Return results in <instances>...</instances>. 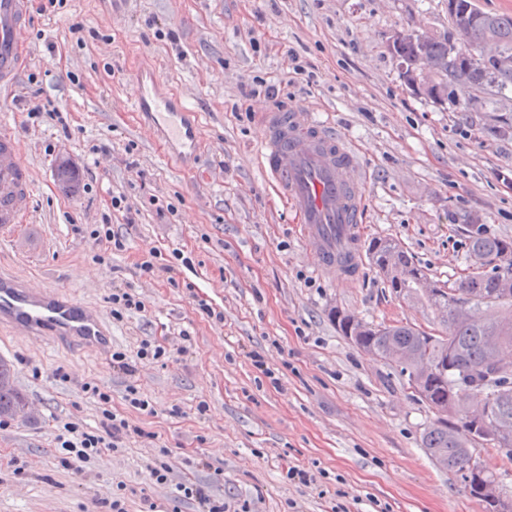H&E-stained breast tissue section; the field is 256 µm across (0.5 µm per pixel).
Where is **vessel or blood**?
<instances>
[{
	"label": "vessel or blood",
	"mask_w": 512,
	"mask_h": 512,
	"mask_svg": "<svg viewBox=\"0 0 512 512\" xmlns=\"http://www.w3.org/2000/svg\"><path fill=\"white\" fill-rule=\"evenodd\" d=\"M27 0H0V85L19 70ZM135 101L168 147L193 153L200 135L182 98L140 81ZM260 166L295 213L315 268L345 281L360 273V226L367 205L366 171L335 126L306 109L272 107L261 114ZM33 174L10 127L0 128V236L12 237L30 211ZM0 328L32 345H76L101 354L112 347V327L79 298L0 274Z\"/></svg>",
	"instance_id": "b4317fda"
}]
</instances>
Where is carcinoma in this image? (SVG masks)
I'll list each match as a JSON object with an SVG mask.
<instances>
[{
	"instance_id": "obj_1",
	"label": "carcinoma",
	"mask_w": 512,
	"mask_h": 512,
	"mask_svg": "<svg viewBox=\"0 0 512 512\" xmlns=\"http://www.w3.org/2000/svg\"><path fill=\"white\" fill-rule=\"evenodd\" d=\"M448 17V31L408 30L394 39L391 52L405 82L426 80L424 95L453 104L475 91L512 85V69L497 64L512 62V16L484 11L475 0H458ZM368 254L396 296L429 307L445 330L436 333L407 322L374 325L344 312L335 315L336 329L355 347L400 368L412 393L438 413L421 437L430 459L458 474L486 512H498L503 495L497 473L474 453L481 443L512 449V386L487 381L494 354L512 357V322L498 316L502 306H512V240L485 232L469 238L468 258L481 265L469 264L468 274L450 286L430 280L395 239H372ZM460 392L485 402L484 422H473L469 408L458 405ZM23 406L10 367L0 363V415Z\"/></svg>"
}]
</instances>
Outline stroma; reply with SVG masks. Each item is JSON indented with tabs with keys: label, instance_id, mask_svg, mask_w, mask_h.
Segmentation results:
<instances>
[{
	"label": "stroma",
	"instance_id": "35a3bbf8",
	"mask_svg": "<svg viewBox=\"0 0 512 512\" xmlns=\"http://www.w3.org/2000/svg\"><path fill=\"white\" fill-rule=\"evenodd\" d=\"M410 26L448 30L447 0H29L27 50L0 87V120L34 173L33 201L0 240V273L96 307L134 371L0 331L26 402L0 426V512H111L116 492L127 512H199L181 483L229 512H484L421 446L435 410L330 319L339 308L433 329V313L372 267L349 287L317 273L258 168L263 108H305L336 124L367 172L363 240H399L440 282L467 267V225L512 240V136L487 134L512 123V88L468 105L420 95L389 50ZM139 74L161 77L197 113L193 156L167 151L137 113ZM65 161L71 188L56 177ZM103 224L122 249L94 242ZM147 260L151 278L139 269ZM118 288L145 312L113 318ZM146 340L168 358H139ZM88 384L109 404L88 398ZM130 385L152 412L129 405ZM106 409L143 436L71 458L60 426L101 431ZM162 448L171 474L159 485L149 466ZM292 466L313 482L289 479Z\"/></svg>",
	"mask_w": 512,
	"mask_h": 512
}]
</instances>
